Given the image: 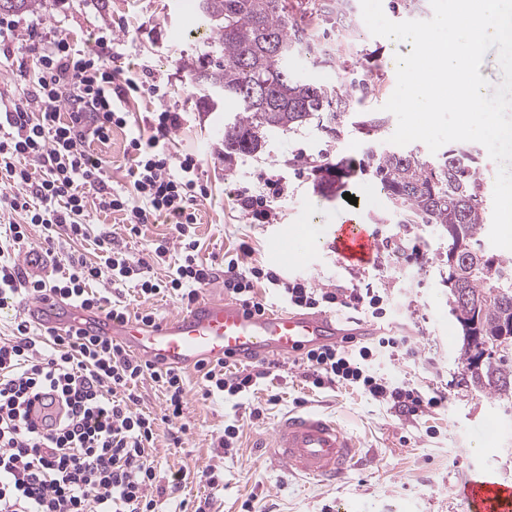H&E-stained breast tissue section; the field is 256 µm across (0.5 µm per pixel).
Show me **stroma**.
Returning a JSON list of instances; mask_svg holds the SVG:
<instances>
[{
  "mask_svg": "<svg viewBox=\"0 0 512 512\" xmlns=\"http://www.w3.org/2000/svg\"><path fill=\"white\" fill-rule=\"evenodd\" d=\"M15 18L21 25L35 26L48 40L63 38L85 50L95 48L100 28L111 27L126 44L122 57L112 60V68L134 72L141 63H149L150 80L163 83L166 96L160 101L144 93L125 97L126 127L113 128L107 140L93 141L89 151L102 160L112 187L129 188L131 132L149 134L152 113L165 108L181 112L183 122L173 134L170 151L196 156L199 177L212 191L209 199L196 205L194 233L203 262H220L224 252H236L246 242L253 248L251 261L269 263L277 236L312 224L314 242L304 255L294 256L291 265L280 266V273L291 280H308L316 288L335 282L346 286L354 275L337 264L329 243L336 224L350 213L392 241L405 238L420 248L419 255L399 253L383 268L364 272L366 282L389 298L386 328L407 337L416 350L412 360L381 359L378 371L414 383L425 395H445V403L407 419L355 387L314 388L286 360L252 397L253 402L265 403L274 394L277 402L267 405L261 419L245 424L238 448L227 453L218 448L217 439L243 412L231 398L202 399L197 374L188 370L189 429L183 443L170 446L163 424L153 450L161 482L178 471L186 475L177 497L163 496V512H177L182 505L188 512L199 506L206 512H462L455 489L475 475L487 473L512 486V400L461 384L467 370L460 359L463 332L452 313L446 281V233L434 224L404 223L372 172L352 177L340 193L325 195L315 185L313 161L363 163L368 153L389 150L396 117H389L377 132L349 121L333 137L311 126L279 131L269 136L262 151L228 162L221 134L225 119L237 107L223 101L216 110H208L202 91L189 83L183 68L201 48L189 32L198 20L195 0H43L40 9L16 13ZM345 26L355 35L356 53L345 52L340 62L320 65L295 55L288 67L302 80L353 86L352 111H380L396 86L392 61L410 46L372 35L360 0H350ZM264 172L285 181L288 191L271 202L277 213L273 223L250 224L237 198L245 190H261ZM350 194L357 198V206L348 204ZM90 220L92 236L112 234L119 246L147 260L169 233L167 225L158 222L145 226L140 237H129L118 213L94 212ZM301 407L337 418L358 439L360 454L346 480L324 484L289 473L267 453L274 424ZM209 468L218 477V487L199 479Z\"/></svg>",
  "mask_w": 512,
  "mask_h": 512,
  "instance_id": "1",
  "label": "stroma"
}]
</instances>
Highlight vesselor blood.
Instances as JSON below:
<instances>
[{
    "instance_id": "obj_1",
    "label": "vessel or blood",
    "mask_w": 512,
    "mask_h": 512,
    "mask_svg": "<svg viewBox=\"0 0 512 512\" xmlns=\"http://www.w3.org/2000/svg\"><path fill=\"white\" fill-rule=\"evenodd\" d=\"M379 245L369 225L351 221L337 225L331 248L339 263L362 269ZM37 323L64 331L78 328L120 343L138 358L175 368L202 362L283 361L310 348L340 343L349 335L372 336L377 329L363 322L350 329L332 313L302 314L274 311L247 313L226 300H199L194 307L148 327L133 319L116 320L105 313H88L45 299L27 309ZM359 453L357 441L333 418L292 412L271 435L270 454L288 472L333 481L343 478ZM465 512H512V487L484 475L469 481L459 493Z\"/></svg>"
}]
</instances>
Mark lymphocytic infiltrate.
<instances>
[{"instance_id":"1","label":"lymphocytic infiltrate","mask_w":512,"mask_h":512,"mask_svg":"<svg viewBox=\"0 0 512 512\" xmlns=\"http://www.w3.org/2000/svg\"><path fill=\"white\" fill-rule=\"evenodd\" d=\"M28 55L19 75L28 87L25 102L0 110V302L18 304L7 337L0 338V512H160L157 465L151 449L159 424L177 425L180 445L186 397L182 370L139 361L123 345L80 330L59 334L28 320L20 306L49 296L87 312L126 318L123 285L136 282L142 295H169L182 308L195 304L215 268L199 258L191 233L194 206L210 191L198 177L193 156L174 160L172 130L182 116L155 113L148 137H134L130 190L112 188L100 159L88 153L89 141L105 140L126 119L114 99L138 91L141 74L117 79L108 61L123 50L112 36L99 37L92 52L73 49L67 40L43 42L28 37ZM122 213L132 236L165 217L169 242L154 249L155 260L170 250L178 259L165 278L154 277L150 262L116 248L109 234L91 235L90 210ZM43 240L29 247L26 263L15 249L27 245L30 226ZM93 240L96 261L73 256L57 265L61 241ZM249 245L224 258V290L248 312L269 307L259 288L273 290L298 310L344 308L376 321L387 316V297L355 283L315 288L288 280L274 269L245 263ZM153 259V260H154ZM108 281L111 294L97 291ZM414 356L406 337L384 332L371 342L327 344L301 354L297 364L314 387L349 385L375 401L413 418L434 408L443 396H425L413 384L390 383L374 364L398 352ZM257 360L228 370L226 363L196 365L203 398L248 397L271 373ZM152 381L165 398L162 414L138 411V386Z\"/></svg>"}]
</instances>
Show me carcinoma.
<instances>
[{
    "label": "carcinoma",
    "mask_w": 512,
    "mask_h": 512,
    "mask_svg": "<svg viewBox=\"0 0 512 512\" xmlns=\"http://www.w3.org/2000/svg\"><path fill=\"white\" fill-rule=\"evenodd\" d=\"M42 0H0V10L33 11ZM287 0H196L202 24L215 32L202 43L197 62L186 64L189 81L212 100L232 99L238 113L224 124V157L250 155L275 131L314 125L337 133L352 95L336 86L302 81L288 71V58L304 53L313 63L333 62L323 53L316 25L292 19ZM347 0H321L322 21L337 22ZM381 189L407 223L436 224L448 234V287L452 312L463 330L461 357L470 386L512 398V359L483 355L466 341L479 336L489 346L512 323V262L494 259L480 245L486 213L476 156L466 148L430 161L412 150H390L372 158ZM354 166L325 162L313 167L323 193L336 190Z\"/></svg>",
    "instance_id": "1"
}]
</instances>
